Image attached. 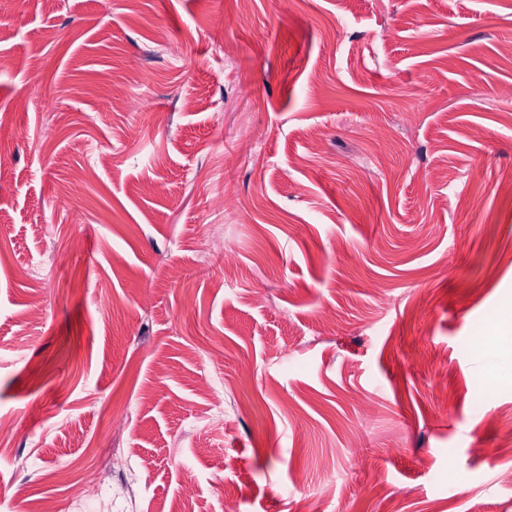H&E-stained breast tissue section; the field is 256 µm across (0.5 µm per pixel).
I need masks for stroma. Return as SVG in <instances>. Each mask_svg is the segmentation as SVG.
Instances as JSON below:
<instances>
[{
    "label": "stroma",
    "instance_id": "1",
    "mask_svg": "<svg viewBox=\"0 0 512 512\" xmlns=\"http://www.w3.org/2000/svg\"><path fill=\"white\" fill-rule=\"evenodd\" d=\"M511 45L512 0H0V512H512Z\"/></svg>",
    "mask_w": 512,
    "mask_h": 512
}]
</instances>
